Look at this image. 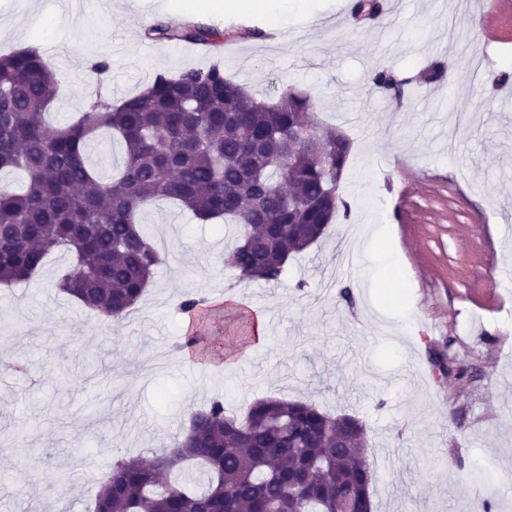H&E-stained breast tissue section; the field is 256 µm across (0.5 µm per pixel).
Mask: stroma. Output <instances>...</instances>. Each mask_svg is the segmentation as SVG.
Instances as JSON below:
<instances>
[{
	"label": "stroma",
	"mask_w": 512,
	"mask_h": 512,
	"mask_svg": "<svg viewBox=\"0 0 512 512\" xmlns=\"http://www.w3.org/2000/svg\"><path fill=\"white\" fill-rule=\"evenodd\" d=\"M193 2L184 13L171 0H112L103 15L94 0H0V19L25 15L55 71L54 126L94 92L118 102L156 71L216 60L255 97L307 91L312 120L352 142L341 188L354 209L268 284L225 266L231 228L148 206L141 224L169 250L136 321L114 323L63 293L61 252L30 280L0 284V512H86L117 455L152 459L213 399L239 415L269 397L362 421L373 512H512V487L472 479L486 460L512 476V79H501L512 75V11L487 23L455 0H405L358 22L352 0H288L296 37L285 42L267 13ZM156 22L223 30L220 58L144 39ZM104 42L109 70L95 75L88 62ZM381 65L405 82L402 99L373 84ZM366 186L387 207L389 234L373 246ZM489 241L507 268L498 278L483 260ZM199 296L204 310L185 318L180 304ZM254 310L268 321L257 347ZM189 336L199 356L178 360ZM244 348L231 367L203 359ZM77 453L85 469L73 488L43 482Z\"/></svg>",
	"instance_id": "1"
}]
</instances>
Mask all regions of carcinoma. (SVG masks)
Wrapping results in <instances>:
<instances>
[{
  "label": "carcinoma",
  "instance_id": "carcinoma-1",
  "mask_svg": "<svg viewBox=\"0 0 512 512\" xmlns=\"http://www.w3.org/2000/svg\"><path fill=\"white\" fill-rule=\"evenodd\" d=\"M352 15L376 19L377 0H354ZM153 41L216 48L211 26L155 23ZM375 86L404 95L388 68ZM56 75L36 48L0 55V174L20 171L21 190L0 186V282L25 280L53 251L69 263L57 287L115 322L137 308L161 256L140 215L172 200L203 221L237 226L226 264L248 279L277 283L288 257L324 236L342 207L340 180L351 142L314 127L300 138L314 108L305 91L284 89L273 101L253 98L205 71L158 74L118 104L96 96L65 126L45 124ZM106 131L120 140L118 175H100L90 141ZM192 464L200 477L170 480ZM365 428L302 402L269 398L240 418L215 399L190 412L185 435L152 464L118 456L102 481L93 512H336L343 503L372 512Z\"/></svg>",
  "mask_w": 512,
  "mask_h": 512
}]
</instances>
